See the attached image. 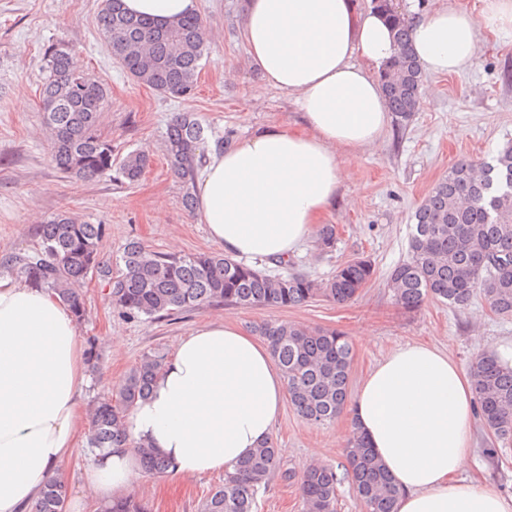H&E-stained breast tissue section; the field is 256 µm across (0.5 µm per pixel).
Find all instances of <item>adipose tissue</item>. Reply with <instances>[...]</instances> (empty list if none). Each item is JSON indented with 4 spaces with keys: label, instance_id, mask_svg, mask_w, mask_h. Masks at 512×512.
<instances>
[{
    "label": "adipose tissue",
    "instance_id": "adipose-tissue-1",
    "mask_svg": "<svg viewBox=\"0 0 512 512\" xmlns=\"http://www.w3.org/2000/svg\"><path fill=\"white\" fill-rule=\"evenodd\" d=\"M123 6L172 21L195 13L197 0ZM408 26L425 73L459 74L482 32L512 29V0H482L477 16L448 0ZM241 39L261 82L296 96L301 118L230 145L209 142L197 215L225 255L283 260L335 206L345 177L338 150H371L385 136L381 75L395 43L382 11L359 0H246ZM87 377L68 308L43 289L0 279V512H26L73 455ZM285 388L269 346L236 325L197 326L127 415L130 446L91 465L87 485L123 494L139 474L138 443L179 476L232 469L270 441ZM349 406L398 490L395 512H512V495L467 476L473 382L437 347L392 350Z\"/></svg>",
    "mask_w": 512,
    "mask_h": 512
}]
</instances>
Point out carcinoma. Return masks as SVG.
Returning <instances> with one entry per match:
<instances>
[{
  "instance_id": "1",
  "label": "carcinoma",
  "mask_w": 512,
  "mask_h": 512,
  "mask_svg": "<svg viewBox=\"0 0 512 512\" xmlns=\"http://www.w3.org/2000/svg\"><path fill=\"white\" fill-rule=\"evenodd\" d=\"M395 31L396 52L383 75L390 112L408 121L419 111L424 73L410 43L405 17L379 0ZM98 26L110 50L139 84L162 95L194 94L207 44L206 28L196 14L159 21L130 14L120 0H102ZM45 72L40 96L42 123L50 142V159L62 173L91 180L112 173V140L100 128L107 88L74 62L65 42L44 48ZM205 128L192 113L169 123L166 153L174 174L192 187L203 166ZM144 157L126 156L122 177L133 183L144 169ZM409 257L389 273L387 287L399 307L414 311L427 300L457 308L482 297L491 311L512 315V149L495 165L472 159L458 161L434 185L414 214ZM106 226L89 224L66 209L51 214L35 229L34 247L0 260V271L46 290L66 304L76 321L87 314L83 288L97 279L119 313L162 319L204 306L242 308L294 307L322 297L343 304L354 299L376 275L372 262L355 257L325 281L302 273H271L219 253L195 256L153 252L140 242L127 243L113 261L101 257ZM336 226L318 231L316 247L330 252ZM255 331L269 344L286 380L291 404L305 422L323 425L336 420L348 398L353 347L338 330L305 328L286 321H267ZM166 357L144 355L122 382L98 399L90 413V447L103 458L128 443L124 418L145 398ZM474 394L478 415L494 435L512 438V366L483 353L475 361ZM141 468L152 475L172 464L154 449L134 447ZM365 512H395L396 489L369 442L352 430L341 465ZM300 483L304 512H336V468L313 464L297 474L282 469L272 441L224 472L221 484L202 502L200 512H257V493L270 476ZM68 487L48 481L33 512H64ZM97 512H143L128 496L101 504Z\"/></svg>"
}]
</instances>
